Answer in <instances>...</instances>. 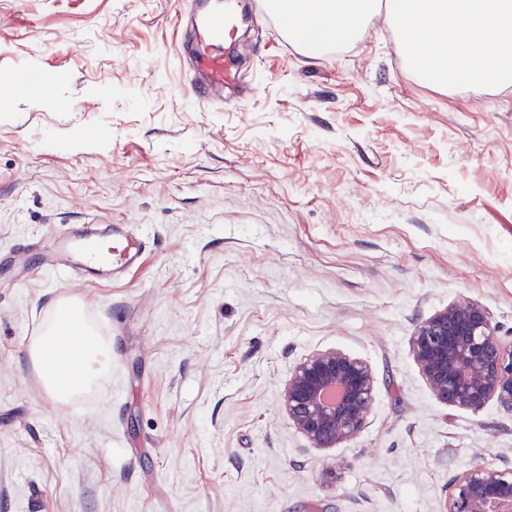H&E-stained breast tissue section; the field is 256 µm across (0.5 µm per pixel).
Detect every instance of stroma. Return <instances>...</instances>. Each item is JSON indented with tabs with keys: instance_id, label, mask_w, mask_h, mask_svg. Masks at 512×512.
I'll return each instance as SVG.
<instances>
[{
	"instance_id": "1",
	"label": "stroma",
	"mask_w": 512,
	"mask_h": 512,
	"mask_svg": "<svg viewBox=\"0 0 512 512\" xmlns=\"http://www.w3.org/2000/svg\"><path fill=\"white\" fill-rule=\"evenodd\" d=\"M180 0H0V512H444L512 467V413L438 402L416 324L469 299L512 340V87L417 80L385 16L310 55L240 26L253 96L199 105ZM121 224L136 267L72 288L9 258ZM77 299L112 362L91 408L28 349ZM339 348L376 378L363 431L314 448L281 406Z\"/></svg>"
}]
</instances>
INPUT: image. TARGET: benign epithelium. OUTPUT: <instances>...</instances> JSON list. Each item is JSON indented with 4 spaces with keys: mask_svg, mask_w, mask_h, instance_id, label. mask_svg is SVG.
<instances>
[{
    "mask_svg": "<svg viewBox=\"0 0 512 512\" xmlns=\"http://www.w3.org/2000/svg\"><path fill=\"white\" fill-rule=\"evenodd\" d=\"M415 363L434 397L477 412L494 401L512 413V342H502L489 312L459 300L420 321L411 336ZM375 376L363 360L339 349L296 363L282 392L288 419L315 448L354 439L370 411ZM445 512H512V467L475 464L450 480Z\"/></svg>",
    "mask_w": 512,
    "mask_h": 512,
    "instance_id": "obj_1",
    "label": "benign epithelium"
}]
</instances>
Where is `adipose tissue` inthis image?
Segmentation results:
<instances>
[{
  "label": "adipose tissue",
  "instance_id": "adipose-tissue-1",
  "mask_svg": "<svg viewBox=\"0 0 512 512\" xmlns=\"http://www.w3.org/2000/svg\"><path fill=\"white\" fill-rule=\"evenodd\" d=\"M29 357L48 395L63 402L89 389L112 359V347L105 344L81 314L66 302L57 303L53 319L33 338ZM65 360L68 372L58 376V360Z\"/></svg>",
  "mask_w": 512,
  "mask_h": 512
}]
</instances>
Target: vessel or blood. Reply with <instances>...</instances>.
<instances>
[{
	"instance_id": "obj_1",
	"label": "vessel or blood",
	"mask_w": 512,
	"mask_h": 512,
	"mask_svg": "<svg viewBox=\"0 0 512 512\" xmlns=\"http://www.w3.org/2000/svg\"><path fill=\"white\" fill-rule=\"evenodd\" d=\"M180 42L189 45L192 70L202 76L191 84L200 101L223 109L232 99L246 97L247 89L239 80L237 25L223 9L194 12L190 26L181 30ZM144 249L142 239L118 226L103 229L96 224H75L47 250L45 264L75 283L115 278L135 266Z\"/></svg>"
}]
</instances>
